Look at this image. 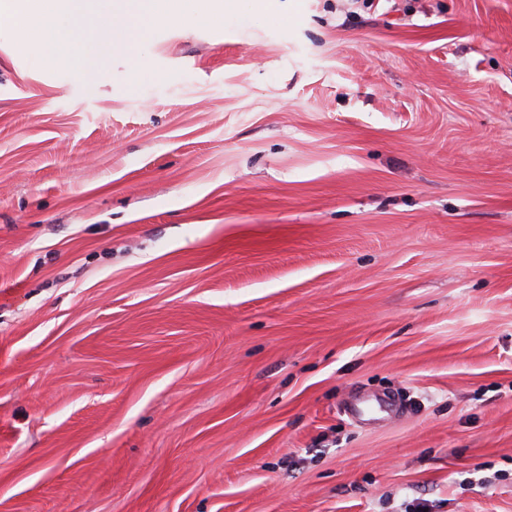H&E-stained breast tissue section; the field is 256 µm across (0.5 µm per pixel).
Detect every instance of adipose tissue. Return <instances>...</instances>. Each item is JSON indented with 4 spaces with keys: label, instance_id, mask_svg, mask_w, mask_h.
<instances>
[{
    "label": "adipose tissue",
    "instance_id": "adipose-tissue-1",
    "mask_svg": "<svg viewBox=\"0 0 512 512\" xmlns=\"http://www.w3.org/2000/svg\"><path fill=\"white\" fill-rule=\"evenodd\" d=\"M180 0H0V25L13 27L23 43L45 51L49 64L95 59L97 80L107 61L127 50L144 22H167Z\"/></svg>",
    "mask_w": 512,
    "mask_h": 512
}]
</instances>
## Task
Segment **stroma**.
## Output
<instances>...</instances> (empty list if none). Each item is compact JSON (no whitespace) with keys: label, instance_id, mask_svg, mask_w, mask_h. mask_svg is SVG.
<instances>
[{"label":"stroma","instance_id":"stroma-1","mask_svg":"<svg viewBox=\"0 0 512 512\" xmlns=\"http://www.w3.org/2000/svg\"><path fill=\"white\" fill-rule=\"evenodd\" d=\"M137 37L0 26V512H512V0Z\"/></svg>","mask_w":512,"mask_h":512}]
</instances>
